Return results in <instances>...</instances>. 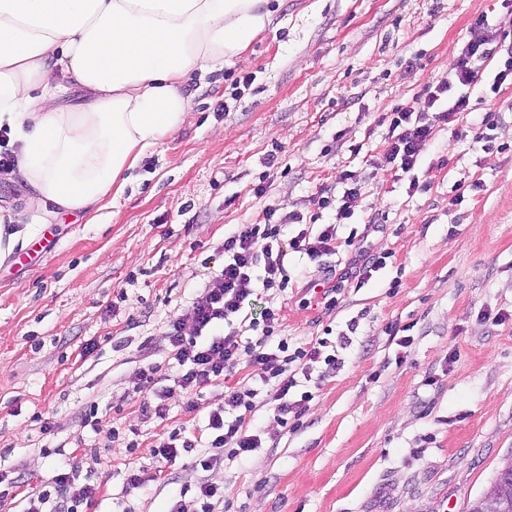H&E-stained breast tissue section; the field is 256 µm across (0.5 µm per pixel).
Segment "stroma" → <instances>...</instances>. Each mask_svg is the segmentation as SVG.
Here are the masks:
<instances>
[{
    "label": "stroma",
    "instance_id": "35a3bbf8",
    "mask_svg": "<svg viewBox=\"0 0 512 512\" xmlns=\"http://www.w3.org/2000/svg\"><path fill=\"white\" fill-rule=\"evenodd\" d=\"M265 8L270 21L246 51L189 77L185 124L143 157L120 199L50 218L0 261V475L23 484L0 512H24L25 496L61 467L94 470L89 512H171L181 486L198 482L223 490L215 512H463L512 455V84L473 91L457 126L464 138L436 128L416 191L372 174L386 146L380 115L447 76L477 37L478 15L512 9L505 0ZM479 135L489 151L474 144ZM346 170L361 195L338 235L387 254L386 266L363 286L346 283L327 312L302 303L352 246L319 265L293 254L287 287L256 289L243 310L252 320L280 310L281 337L350 334L341 370L288 426L258 408L251 426L262 446L245 459L203 471L184 452L168 479L126 492L151 448L183 430L210 435L224 388L188 397L167 333L223 267L225 234L270 207L301 212L307 225L334 222L310 198L341 196ZM487 311L511 318L495 325ZM391 324L414 336L408 357L398 358ZM150 365L166 393L162 418L142 410ZM89 410L92 428L82 424ZM45 421L52 436L40 432Z\"/></svg>",
    "mask_w": 512,
    "mask_h": 512
}]
</instances>
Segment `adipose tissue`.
I'll list each match as a JSON object with an SVG mask.
<instances>
[{
    "instance_id": "ef3b65f1",
    "label": "adipose tissue",
    "mask_w": 512,
    "mask_h": 512,
    "mask_svg": "<svg viewBox=\"0 0 512 512\" xmlns=\"http://www.w3.org/2000/svg\"><path fill=\"white\" fill-rule=\"evenodd\" d=\"M262 0H0V128L13 182L56 212L122 196L191 112L186 77L223 68L269 22ZM88 92L61 104L48 68Z\"/></svg>"
}]
</instances>
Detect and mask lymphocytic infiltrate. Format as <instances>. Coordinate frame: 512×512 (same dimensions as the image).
I'll return each mask as SVG.
<instances>
[{"label":"lymphocytic infiltrate","mask_w":512,"mask_h":512,"mask_svg":"<svg viewBox=\"0 0 512 512\" xmlns=\"http://www.w3.org/2000/svg\"><path fill=\"white\" fill-rule=\"evenodd\" d=\"M474 25L481 29V38L464 44L447 78L438 81L425 96L386 113L387 146L373 163L376 172L397 180L410 176L432 144L435 124L452 123L468 111L469 91L481 82L487 59L495 56L500 59L492 89H499L512 79V46L503 47L500 27L490 23L484 14L475 19ZM359 194V187L348 186L335 201L319 193L313 195L312 205L320 209L335 207L337 218L336 223L321 225L315 233L305 229L291 233L288 222L274 221V212L269 209L263 222L242 225L225 236L223 268L201 289L185 314L196 330L195 335H183L182 324L178 322L172 323L168 331L179 386L193 394L223 384L224 402L209 415L208 426L213 432L209 443H202L200 437L190 433L152 449L154 476H161L166 463L175 461L182 451H198L197 462L207 469L218 458L239 459L259 447L261 440L252 434L248 424L249 417L257 410L259 391L235 383L241 363L259 367L262 384H275L273 414L283 427L289 419L300 418L312 398L308 390L293 395L299 380H311L320 363L330 370L340 369L342 361L327 353L326 339L294 343L285 338L275 339L280 311L266 310L261 321L250 322V329L262 332L254 342L243 340L234 321L253 293L252 283L258 280L254 277L255 270L263 272L258 280L263 287L283 288L288 284L284 265L287 256L297 253L317 261L336 253L337 224L353 216ZM384 263V257L361 253L349 258L338 284L322 292L326 308H335L341 282L353 278L361 284L368 282ZM98 492L96 484L78 483L76 470L61 468L44 485L36 500L31 501L27 512H82L83 508L93 506Z\"/></svg>","instance_id":"f902f5d3"}]
</instances>
